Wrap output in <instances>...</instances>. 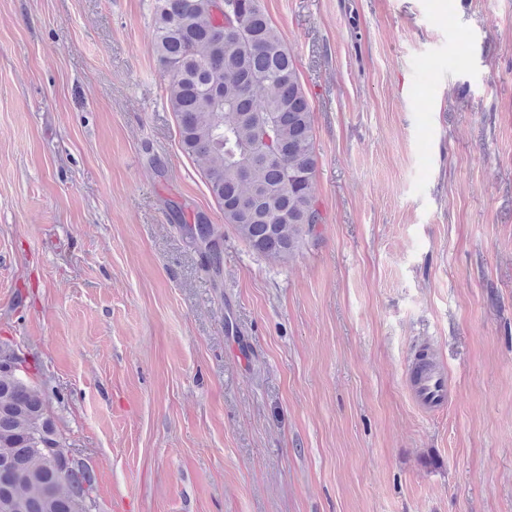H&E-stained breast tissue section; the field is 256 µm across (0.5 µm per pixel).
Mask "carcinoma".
Masks as SVG:
<instances>
[{"mask_svg": "<svg viewBox=\"0 0 512 512\" xmlns=\"http://www.w3.org/2000/svg\"><path fill=\"white\" fill-rule=\"evenodd\" d=\"M153 42L181 148L200 164L224 222L256 253L289 259L306 228L322 223L314 127L295 59L261 0H155ZM192 234L219 272L214 227L199 215ZM48 448L68 453L45 392L1 370L0 464L10 480L0 494L23 512H88L94 471L74 457L62 481Z\"/></svg>", "mask_w": 512, "mask_h": 512, "instance_id": "carcinoma-1", "label": "carcinoma"}]
</instances>
